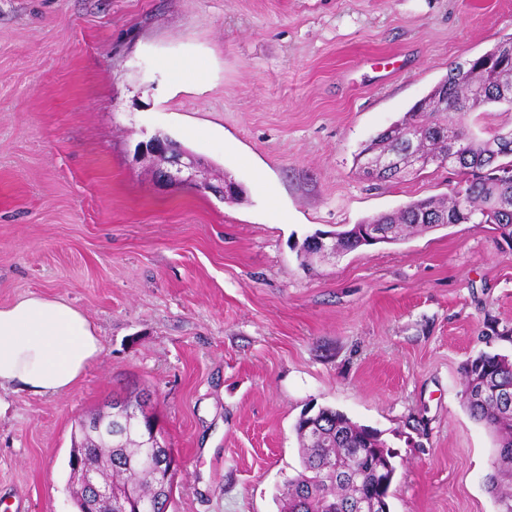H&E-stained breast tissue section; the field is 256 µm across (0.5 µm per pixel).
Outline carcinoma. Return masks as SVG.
Here are the masks:
<instances>
[{"instance_id": "1", "label": "carcinoma", "mask_w": 512, "mask_h": 512, "mask_svg": "<svg viewBox=\"0 0 512 512\" xmlns=\"http://www.w3.org/2000/svg\"><path fill=\"white\" fill-rule=\"evenodd\" d=\"M490 105L512 107V37L471 60L468 74L455 79L449 74L417 102L389 135L378 134L360 151L374 156L399 154L413 147L417 158L430 164L448 155L451 146L461 151L456 165L459 187L449 201L420 199L403 208L364 220L379 224L387 243L403 239L409 228L434 230L450 224H492L502 243L512 247V130L496 131L478 138L462 120ZM359 225L336 231V243L347 253L362 246ZM465 376V406L471 417L493 434L497 452L487 476L488 490L499 512H512V359L482 352L468 360ZM145 400L134 396L112 402V413L97 417L112 425V434L79 432L69 459L71 493L77 512H132L126 489L133 498L168 512L177 469L160 466L164 451L153 452ZM301 447V467L288 479L282 512H354L357 500L388 498V489L377 487L372 472L388 466L390 452L378 431L354 423L332 408H305L294 425ZM366 448L360 462L361 475L338 479L336 471L350 470V449ZM91 472L112 486V501L89 504L84 495V473Z\"/></svg>"}]
</instances>
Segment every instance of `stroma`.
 Segmentation results:
<instances>
[{
	"label": "stroma",
	"mask_w": 512,
	"mask_h": 512,
	"mask_svg": "<svg viewBox=\"0 0 512 512\" xmlns=\"http://www.w3.org/2000/svg\"><path fill=\"white\" fill-rule=\"evenodd\" d=\"M510 35L512 0H0V304L64 298L103 347L62 396L0 393V512H75V424L133 391L180 463L169 512H280L311 404L381 432L390 512H498L463 366L512 357V248L488 224L300 246L457 187L355 157ZM157 134L243 198L159 180Z\"/></svg>",
	"instance_id": "1"
}]
</instances>
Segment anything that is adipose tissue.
<instances>
[{
  "mask_svg": "<svg viewBox=\"0 0 512 512\" xmlns=\"http://www.w3.org/2000/svg\"><path fill=\"white\" fill-rule=\"evenodd\" d=\"M101 351L93 323L63 298L31 293L0 305V391L61 396Z\"/></svg>",
  "mask_w": 512,
  "mask_h": 512,
  "instance_id": "ef3b65f1",
  "label": "adipose tissue"
}]
</instances>
